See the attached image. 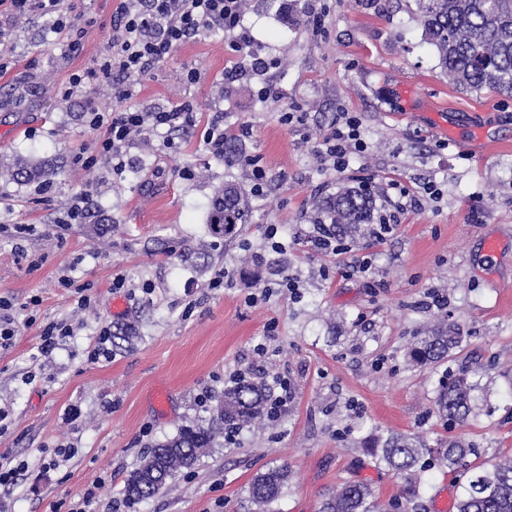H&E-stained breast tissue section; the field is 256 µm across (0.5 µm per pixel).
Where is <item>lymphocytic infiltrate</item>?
Returning a JSON list of instances; mask_svg holds the SVG:
<instances>
[{"instance_id": "f902f5d3", "label": "lymphocytic infiltrate", "mask_w": 512, "mask_h": 512, "mask_svg": "<svg viewBox=\"0 0 512 512\" xmlns=\"http://www.w3.org/2000/svg\"><path fill=\"white\" fill-rule=\"evenodd\" d=\"M31 12L49 18L54 32L71 36L76 31V22L62 0H0V19ZM242 23V0H119L108 52L92 67L73 74L63 92L68 98L88 83L111 87L113 108L94 105L87 114L88 127L98 133L97 159L110 164L113 173H122L132 132L150 129L169 134L193 124L195 109L187 102L159 111L129 106L131 90L125 79L166 63L177 47L199 32L217 27L236 33V49L246 50L247 63L225 71L226 79L247 81L265 74L268 62L252 48L250 38L241 30ZM365 148L361 123L352 115L323 140L319 153L342 173L348 168L351 153Z\"/></svg>"}]
</instances>
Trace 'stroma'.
I'll return each instance as SVG.
<instances>
[{"label": "stroma", "instance_id": "35a3bbf8", "mask_svg": "<svg viewBox=\"0 0 512 512\" xmlns=\"http://www.w3.org/2000/svg\"><path fill=\"white\" fill-rule=\"evenodd\" d=\"M65 3L82 29L77 46L37 14L13 19L0 36V57L10 61L0 73V164L23 156L62 167L45 189L0 180V298L18 326L12 347L0 350V409L9 413L0 457L29 463L17 485L0 487V501L11 512H69L101 480L97 512H320L342 480L369 483L383 504L398 494V480L359 446L373 433L460 436L483 457L512 456V98L453 85L421 40L414 0H248L243 25L272 62L265 78L225 80L243 55L221 30L198 33L168 64L132 76L137 107L189 100L196 122L175 132L174 153L162 134L135 135L115 177L82 163L96 137L85 115L111 106V89L61 92L106 54L117 0ZM185 67L197 70L196 82L180 80ZM266 82L279 101L260 98ZM218 110L231 132L223 160L203 149ZM285 111L291 123L281 122ZM346 112L360 118L367 148L339 173L316 148ZM238 155L265 167L268 190L249 197L236 238L216 243L206 229L215 191L250 187ZM183 168L191 177H180ZM361 181L380 195L398 182L411 202L385 238L365 225L344 250L321 252L310 239L316 198ZM428 182L438 196L423 194ZM88 187L99 223L111 227L102 238L89 224L61 221L68 199ZM20 224L31 233L15 236ZM272 224L276 250L266 238ZM490 237L500 244L492 264L483 255ZM188 246L209 251V264L180 261ZM253 268L261 281L249 277ZM221 272L223 287H213ZM119 273L126 286L115 292ZM66 274L89 286L92 309L76 308ZM286 276L296 291L281 288ZM34 295L39 305H30ZM117 298L125 306L116 313ZM31 316L67 322L74 334L41 355ZM440 319L461 326V347L443 367L407 366L408 342ZM129 323L133 349L88 361L101 325ZM466 366L486 374L474 413L458 425L433 413V400L443 371ZM240 374L262 383L283 376L294 398L274 421L218 441L165 491L126 507L122 488L147 447L207 419L198 395L220 396ZM160 388L170 398L164 413L152 402ZM57 446L74 456L44 469V450ZM282 463L288 484L260 508L248 487ZM425 479L421 512H437L441 494L456 512L467 474L434 470Z\"/></svg>", "mask_w": 512, "mask_h": 512}]
</instances>
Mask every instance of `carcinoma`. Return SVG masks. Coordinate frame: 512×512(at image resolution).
<instances>
[{"instance_id": "1", "label": "carcinoma", "mask_w": 512, "mask_h": 512, "mask_svg": "<svg viewBox=\"0 0 512 512\" xmlns=\"http://www.w3.org/2000/svg\"><path fill=\"white\" fill-rule=\"evenodd\" d=\"M415 16L424 40L433 47L441 71L452 83L470 92L488 91L512 97V0H414ZM59 171L41 161L19 159L0 167L8 180L47 182ZM376 196L366 186H346L319 201L314 221L338 236L360 231L376 220ZM247 223L240 190L225 184L211 200L209 235L231 238ZM459 329L441 321L421 332L410 344L412 363L433 367L461 346ZM480 371L465 368L440 381L433 401L443 419L465 422L474 409V391ZM268 391L260 384L238 379L216 400L208 422L182 427L157 443L142 457L124 486L125 501L133 506L166 489L176 476L194 468L200 456L213 447L217 436L260 426L267 417ZM375 467L400 481L395 503L401 512H413L422 497V474L433 469L462 468L470 477L456 503L457 512H512V459L491 458L475 464L470 457L479 449L461 437L435 444L420 436L370 435L360 441ZM290 470L283 464L257 473L249 487L250 499L259 506L276 501L288 483ZM322 512H376L371 486L344 480L325 499Z\"/></svg>"}]
</instances>
